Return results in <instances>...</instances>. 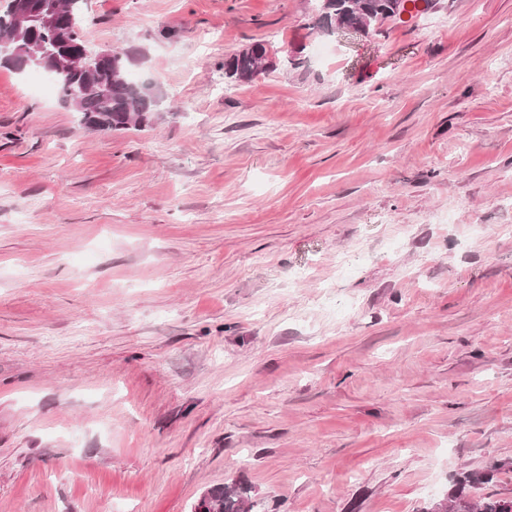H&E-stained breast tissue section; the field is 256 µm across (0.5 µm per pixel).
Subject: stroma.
Instances as JSON below:
<instances>
[{
  "label": "stroma",
  "mask_w": 512,
  "mask_h": 512,
  "mask_svg": "<svg viewBox=\"0 0 512 512\" xmlns=\"http://www.w3.org/2000/svg\"><path fill=\"white\" fill-rule=\"evenodd\" d=\"M316 7L88 0L141 130L0 65V512H423L497 462L470 494L512 496V0ZM335 2L334 17L331 13L322 17L326 24L332 26L336 20L343 26L351 27L350 30L360 32V26L368 24L371 26L386 18L397 14L389 12L388 1L390 0H333ZM337 2V9H336ZM336 25L334 30L345 32L343 26ZM266 70L261 67L259 57L246 52L233 53L224 58V74L236 82H249ZM208 492L210 494L208 506L218 508L219 512H251V506H247L249 498L236 484L213 487Z\"/></svg>",
  "instance_id": "1"
}]
</instances>
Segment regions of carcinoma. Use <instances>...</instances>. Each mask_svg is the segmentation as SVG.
<instances>
[{
    "mask_svg": "<svg viewBox=\"0 0 512 512\" xmlns=\"http://www.w3.org/2000/svg\"><path fill=\"white\" fill-rule=\"evenodd\" d=\"M25 0H7L0 12V38L12 30V15L16 5ZM60 26L71 32L70 49L80 57L88 48L84 27L87 0H58ZM335 14L324 16L326 24L337 21L353 31H360L363 24L372 25L395 16L389 11L388 0H335ZM132 56L127 51H113L112 58L89 66L69 67L58 81L60 96L74 95L78 101L71 111L79 114L80 123L95 131L108 133L140 129L153 122L154 112L141 111V85L129 77ZM266 71L259 57L245 52L233 53L224 58V74L236 82H249ZM490 479L488 474L468 473L456 480L448 497L447 512H512V497H484L474 499L470 489ZM210 505L218 512H251L249 498L235 484H225L209 489Z\"/></svg>",
    "mask_w": 512,
    "mask_h": 512,
    "instance_id": "carcinoma-1",
    "label": "carcinoma"
}]
</instances>
